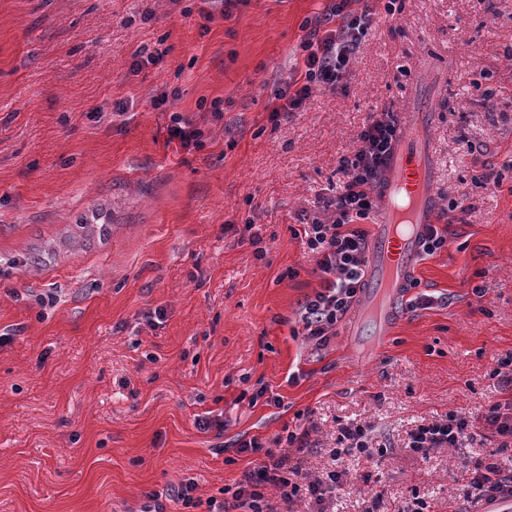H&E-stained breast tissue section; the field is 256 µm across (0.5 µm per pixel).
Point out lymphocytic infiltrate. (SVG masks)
I'll use <instances>...</instances> for the list:
<instances>
[{"mask_svg": "<svg viewBox=\"0 0 512 512\" xmlns=\"http://www.w3.org/2000/svg\"><path fill=\"white\" fill-rule=\"evenodd\" d=\"M349 0H335L330 13L337 27L327 31L312 30L302 40L297 74L292 81L276 87L273 97L276 112L301 109L313 87L334 90L342 86L350 61L365 37L371 18L348 8ZM399 124L393 113L370 115L360 132L362 146L353 155L342 157L339 167L346 181L336 197L328 201L323 217L303 229L304 243L316 257L324 279L321 288L305 296L297 311L301 332L314 351L328 347L336 329L357 302L364 286L368 233L363 226L375 209L371 193L379 181L387 156L398 138ZM483 438L496 448L512 447V388L504 398L491 404L481 415ZM474 425L467 417L450 412L418 425L409 435L407 447L425 456L438 448L457 447L470 437ZM333 459L358 456L377 465L388 453L375 441L368 424H349L339 430ZM305 430L287 432L273 440L256 437L239 440V453L256 455L257 460L234 485L225 487L224 499H201L194 480H185L172 488L171 495L181 512H282L283 507L307 502L311 512H330L337 489L347 483L346 470H331L322 475L309 473L300 459L286 455V448H309ZM470 481L460 502H430L419 492H412L399 512H468L466 505L498 494L512 498V466L491 459L472 463Z\"/></svg>", "mask_w": 512, "mask_h": 512, "instance_id": "1", "label": "lymphocytic infiltrate"}]
</instances>
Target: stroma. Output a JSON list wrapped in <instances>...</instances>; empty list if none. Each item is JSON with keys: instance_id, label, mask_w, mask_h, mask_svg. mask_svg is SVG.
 <instances>
[{"instance_id": "obj_1", "label": "stroma", "mask_w": 512, "mask_h": 512, "mask_svg": "<svg viewBox=\"0 0 512 512\" xmlns=\"http://www.w3.org/2000/svg\"><path fill=\"white\" fill-rule=\"evenodd\" d=\"M332 0H248L200 17L199 0H0V512H134L181 480L220 496L249 469L240 438L310 428L304 466L331 468L342 425L368 422L391 452L336 496L361 512L411 488L448 501L480 440L406 447L421 420H479L512 352V0H351L372 24L343 87L271 121L274 88ZM152 62L135 67L140 53ZM167 94L165 110L154 107ZM224 101L206 120L203 103ZM427 100L448 247L423 259L387 335L327 350L294 335L320 286L300 234L340 189L341 157L374 112ZM201 148L166 145L170 114ZM477 151H470V144ZM482 295H475V288ZM165 317L148 318L155 309ZM265 384L280 405L241 401ZM223 417V434L196 428Z\"/></svg>"}]
</instances>
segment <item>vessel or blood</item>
Segmentation results:
<instances>
[{
  "mask_svg": "<svg viewBox=\"0 0 512 512\" xmlns=\"http://www.w3.org/2000/svg\"><path fill=\"white\" fill-rule=\"evenodd\" d=\"M401 133L376 190L379 210L366 266L368 305L379 327L397 320V305L421 258L423 225L439 221L432 174L430 126L413 111L404 114Z\"/></svg>",
  "mask_w": 512,
  "mask_h": 512,
  "instance_id": "b4317fda",
  "label": "vessel or blood"
}]
</instances>
